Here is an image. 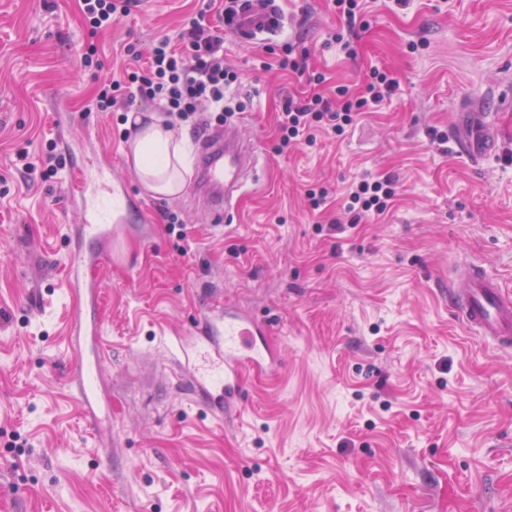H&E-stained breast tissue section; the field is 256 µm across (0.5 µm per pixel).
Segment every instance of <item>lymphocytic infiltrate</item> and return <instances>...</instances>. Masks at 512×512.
Returning a JSON list of instances; mask_svg holds the SVG:
<instances>
[{
  "label": "lymphocytic infiltrate",
  "instance_id": "obj_1",
  "mask_svg": "<svg viewBox=\"0 0 512 512\" xmlns=\"http://www.w3.org/2000/svg\"><path fill=\"white\" fill-rule=\"evenodd\" d=\"M332 2L340 24L333 38L346 53H354V41L365 26V0ZM257 12L255 0H225L220 25H211L201 14L182 30L178 43H171L166 37L157 39L144 69L128 72L124 79L101 86L94 100L96 111L124 112L133 102L141 101L159 105L169 117L181 121L205 107L216 124L227 123L235 114L244 112L246 105L226 100L227 89L238 83L239 76L224 64V36L243 32L249 17ZM277 64L314 88L313 93L304 97L284 101L278 126L279 147L283 150L299 144L304 134L315 129L337 136L344 134L355 123L359 112L381 102L394 88L393 79L375 68L370 70L361 96L345 97L335 107L316 93V86L324 78L311 69L308 54H294L288 46ZM395 194L393 179L364 176L350 186L349 206L361 215H379L387 210Z\"/></svg>",
  "mask_w": 512,
  "mask_h": 512
}]
</instances>
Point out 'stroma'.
I'll use <instances>...</instances> for the list:
<instances>
[{"instance_id": "obj_1", "label": "stroma", "mask_w": 512, "mask_h": 512, "mask_svg": "<svg viewBox=\"0 0 512 512\" xmlns=\"http://www.w3.org/2000/svg\"><path fill=\"white\" fill-rule=\"evenodd\" d=\"M202 5L136 0L93 36L78 0H0V512H512V355L448 307L462 258L512 291V0H370L353 57L327 42L330 0H281L275 41L226 37L258 179L224 217L190 182L148 195L119 136L125 113L91 110L102 80L135 67L128 46L177 39ZM288 42L325 94L360 92L373 68L396 90L342 136L279 149L282 104L305 90L273 66ZM61 134L68 168L25 181L18 152ZM462 134L499 146L468 160L453 145ZM86 161L146 199L150 229L118 245L128 264L95 272L99 427L65 382L69 325L87 308L67 286L79 215L63 194ZM366 174L394 178L397 194L360 219L345 192ZM321 188L320 212L308 193ZM209 301L266 322L279 359L244 374L220 419L161 339L203 337Z\"/></svg>"}]
</instances>
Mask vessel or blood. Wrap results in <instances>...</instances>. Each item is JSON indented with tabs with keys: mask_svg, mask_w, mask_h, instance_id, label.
<instances>
[{
	"mask_svg": "<svg viewBox=\"0 0 512 512\" xmlns=\"http://www.w3.org/2000/svg\"><path fill=\"white\" fill-rule=\"evenodd\" d=\"M203 165L196 189L203 200L222 211L233 209L243 187L253 178L255 149L243 132L220 128L204 141ZM68 204L81 215L72 236L68 255L69 286L96 304V283L89 271L112 262L108 250H90V243L122 240L134 218L142 216L143 204L125 182L109 170L85 163L65 189ZM448 302L468 332L492 343L501 353L512 354V294L507 293L483 263L463 260L451 274ZM208 335L204 340L177 333L164 342L181 371L187 372L198 394L211 412L223 414L237 403L246 369L276 368L275 355L259 347L256 336L267 333L268 325L235 312L211 306L205 317ZM99 324L93 317L72 322L70 336L76 354L67 382L82 404L89 420L99 423L102 405L96 381L102 360L97 350Z\"/></svg>",
	"mask_w": 512,
	"mask_h": 512,
	"instance_id": "1",
	"label": "vessel or blood"
}]
</instances>
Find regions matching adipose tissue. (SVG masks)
Here are the masks:
<instances>
[{"mask_svg":"<svg viewBox=\"0 0 512 512\" xmlns=\"http://www.w3.org/2000/svg\"><path fill=\"white\" fill-rule=\"evenodd\" d=\"M127 123L136 129L127 157L143 187L160 197L180 193L191 170L190 141L177 136L173 127L160 117L146 122L142 117L131 114Z\"/></svg>","mask_w":512,"mask_h":512,"instance_id":"obj_1","label":"adipose tissue"}]
</instances>
